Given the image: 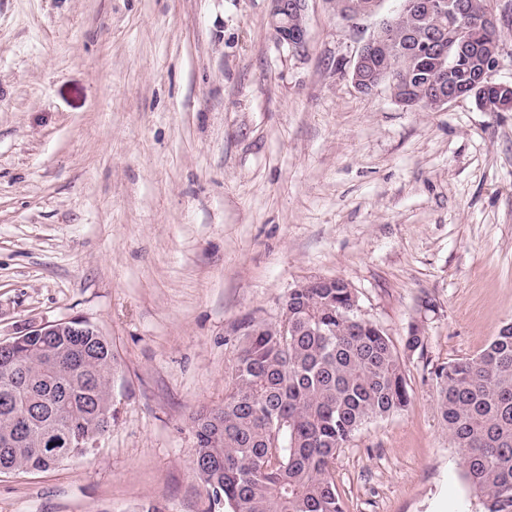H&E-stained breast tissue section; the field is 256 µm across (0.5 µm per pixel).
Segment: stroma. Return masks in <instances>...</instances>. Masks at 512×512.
<instances>
[{
    "label": "stroma",
    "mask_w": 512,
    "mask_h": 512,
    "mask_svg": "<svg viewBox=\"0 0 512 512\" xmlns=\"http://www.w3.org/2000/svg\"><path fill=\"white\" fill-rule=\"evenodd\" d=\"M400 5L349 26L306 0L294 50L271 0H0V342L78 317L116 364L97 446L0 474V512H223L196 417L310 277L347 281L394 343L425 336L410 406L336 455L345 512H485L431 373L512 321V112L357 90Z\"/></svg>",
    "instance_id": "obj_1"
}]
</instances>
